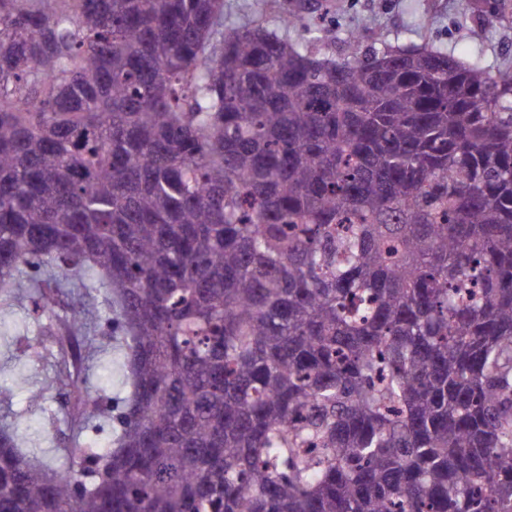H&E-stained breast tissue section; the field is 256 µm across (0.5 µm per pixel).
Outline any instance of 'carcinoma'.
<instances>
[{
	"mask_svg": "<svg viewBox=\"0 0 512 512\" xmlns=\"http://www.w3.org/2000/svg\"><path fill=\"white\" fill-rule=\"evenodd\" d=\"M281 24L0 0V303L103 286L131 387L48 456L0 386V512H512V69Z\"/></svg>",
	"mask_w": 512,
	"mask_h": 512,
	"instance_id": "1",
	"label": "carcinoma"
}]
</instances>
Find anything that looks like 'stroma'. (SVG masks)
Instances as JSON below:
<instances>
[{
	"mask_svg": "<svg viewBox=\"0 0 512 512\" xmlns=\"http://www.w3.org/2000/svg\"><path fill=\"white\" fill-rule=\"evenodd\" d=\"M293 0H224L228 25L262 23L279 27ZM305 21L327 38L326 51L341 56L342 42L349 34L361 38L364 52L426 47L445 50L459 59L481 55L497 68L512 65V0H471L465 12L462 0H306ZM97 358H89L87 339L71 340L65 355L79 387L94 393L106 390L110 409L116 410L129 393L122 365L120 338L107 318L95 328ZM7 342L0 338V384L13 391V410L20 431L37 438L41 447H54L61 438L60 426L72 409L67 397L48 392L40 408H31V387L17 382V367Z\"/></svg>",
	"mask_w": 512,
	"mask_h": 512,
	"instance_id": "1",
	"label": "stroma"
}]
</instances>
